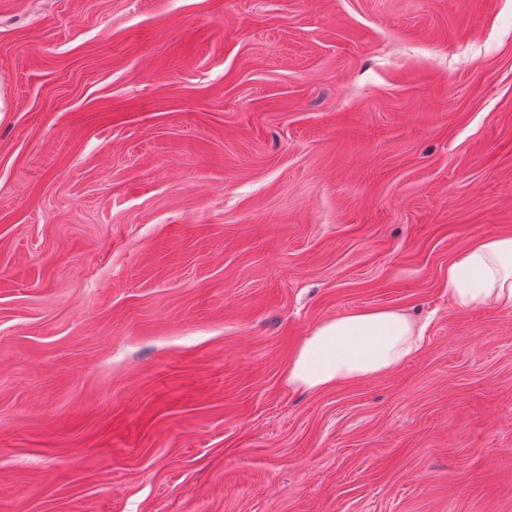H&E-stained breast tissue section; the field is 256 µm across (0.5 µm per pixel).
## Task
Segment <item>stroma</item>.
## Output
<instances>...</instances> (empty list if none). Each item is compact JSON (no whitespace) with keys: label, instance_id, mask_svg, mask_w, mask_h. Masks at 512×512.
I'll use <instances>...</instances> for the list:
<instances>
[{"label":"stroma","instance_id":"obj_1","mask_svg":"<svg viewBox=\"0 0 512 512\" xmlns=\"http://www.w3.org/2000/svg\"><path fill=\"white\" fill-rule=\"evenodd\" d=\"M512 0H0V512H512ZM428 323L289 389L321 320ZM448 299L458 309H512V235L478 237L448 263ZM424 329L425 324L393 307L323 319L293 355L288 386L317 392L388 375L418 352Z\"/></svg>","mask_w":512,"mask_h":512}]
</instances>
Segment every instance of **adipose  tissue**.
Here are the masks:
<instances>
[{"label":"adipose tissue","mask_w":512,"mask_h":512,"mask_svg":"<svg viewBox=\"0 0 512 512\" xmlns=\"http://www.w3.org/2000/svg\"><path fill=\"white\" fill-rule=\"evenodd\" d=\"M448 298L462 310L512 309V235L469 241L448 264ZM423 332V324L393 307L323 319L295 352L288 384L317 392L388 375L418 352Z\"/></svg>","instance_id":"adipose-tissue-1"}]
</instances>
